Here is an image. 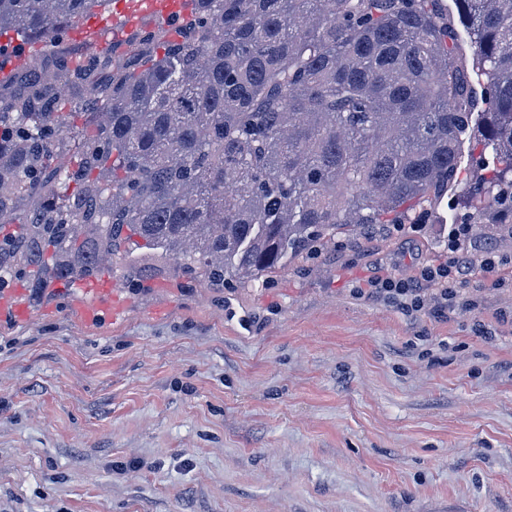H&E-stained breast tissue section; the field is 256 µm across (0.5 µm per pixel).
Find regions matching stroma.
<instances>
[{"label":"stroma","instance_id":"obj_1","mask_svg":"<svg viewBox=\"0 0 512 512\" xmlns=\"http://www.w3.org/2000/svg\"><path fill=\"white\" fill-rule=\"evenodd\" d=\"M466 199L365 228L272 277L186 283L145 254L87 283L0 284V512H512V238L458 247ZM494 260L486 268L485 260ZM421 288L409 314L377 279ZM456 268V261H451L448 264L447 270L435 269L429 271L426 275L429 278L446 279V287L441 288L440 298L442 300L441 308H454L457 306L458 291L455 286L454 278L452 277V269ZM448 279V281H447Z\"/></svg>","mask_w":512,"mask_h":512}]
</instances>
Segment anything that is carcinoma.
I'll list each match as a JSON object with an SVG mask.
<instances>
[{
	"label": "carcinoma",
	"mask_w": 512,
	"mask_h": 512,
	"mask_svg": "<svg viewBox=\"0 0 512 512\" xmlns=\"http://www.w3.org/2000/svg\"><path fill=\"white\" fill-rule=\"evenodd\" d=\"M103 2L0 0V34L32 44L0 64V274L83 280L110 259L142 278L149 249L213 288L257 280L441 200L478 109L492 175L468 218L512 216V0H456L480 96L439 0H190L68 59L65 31Z\"/></svg>",
	"instance_id": "obj_1"
}]
</instances>
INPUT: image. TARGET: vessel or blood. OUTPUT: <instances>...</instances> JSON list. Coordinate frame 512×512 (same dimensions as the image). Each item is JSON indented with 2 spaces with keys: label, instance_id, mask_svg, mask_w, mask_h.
I'll list each match as a JSON object with an SVG mask.
<instances>
[{
  "label": "vessel or blood",
  "instance_id": "b4317fda",
  "mask_svg": "<svg viewBox=\"0 0 512 512\" xmlns=\"http://www.w3.org/2000/svg\"><path fill=\"white\" fill-rule=\"evenodd\" d=\"M186 0H117L111 29L92 25L100 43L122 42L137 28L173 21L185 11Z\"/></svg>",
  "mask_w": 512,
  "mask_h": 512
}]
</instances>
